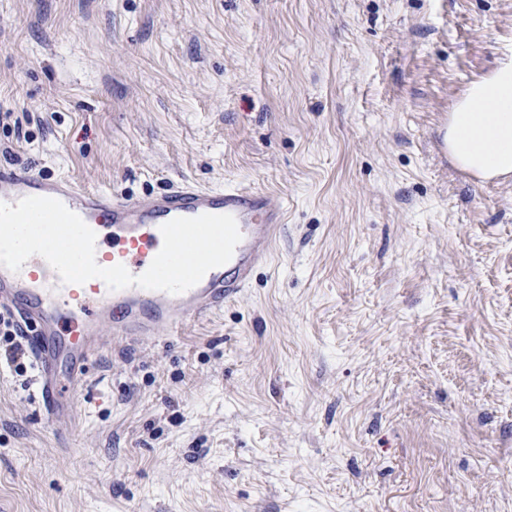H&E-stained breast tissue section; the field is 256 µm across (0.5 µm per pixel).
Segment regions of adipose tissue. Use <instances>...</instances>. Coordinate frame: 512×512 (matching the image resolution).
<instances>
[{"label": "adipose tissue", "instance_id": "adipose-tissue-1", "mask_svg": "<svg viewBox=\"0 0 512 512\" xmlns=\"http://www.w3.org/2000/svg\"><path fill=\"white\" fill-rule=\"evenodd\" d=\"M444 138L459 166L486 177L512 173V63L471 87Z\"/></svg>", "mask_w": 512, "mask_h": 512}]
</instances>
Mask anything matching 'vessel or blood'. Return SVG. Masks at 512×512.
<instances>
[{
  "instance_id": "obj_1",
  "label": "vessel or blood",
  "mask_w": 512,
  "mask_h": 512,
  "mask_svg": "<svg viewBox=\"0 0 512 512\" xmlns=\"http://www.w3.org/2000/svg\"><path fill=\"white\" fill-rule=\"evenodd\" d=\"M31 196L58 199L83 219L96 234L98 265L121 264L135 275L147 270L162 247L161 226L175 218L228 214L241 234L226 264L209 270L180 294L137 286L113 291L98 278L65 284L38 256L17 272L0 266V310L18 313L35 330L37 401L43 422L61 436L74 425L66 380L83 377L108 338L135 342L176 336L188 324L222 309L269 260L285 222L284 208L260 189L184 183L128 198L25 168L0 169V202L13 205Z\"/></svg>"
}]
</instances>
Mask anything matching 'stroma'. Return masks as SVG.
Masks as SVG:
<instances>
[{
	"mask_svg": "<svg viewBox=\"0 0 512 512\" xmlns=\"http://www.w3.org/2000/svg\"><path fill=\"white\" fill-rule=\"evenodd\" d=\"M508 62L512 0H0V169L286 210L70 386L69 444L0 364V512H512V174L442 140Z\"/></svg>",
	"mask_w": 512,
	"mask_h": 512,
	"instance_id": "stroma-1",
	"label": "stroma"
}]
</instances>
